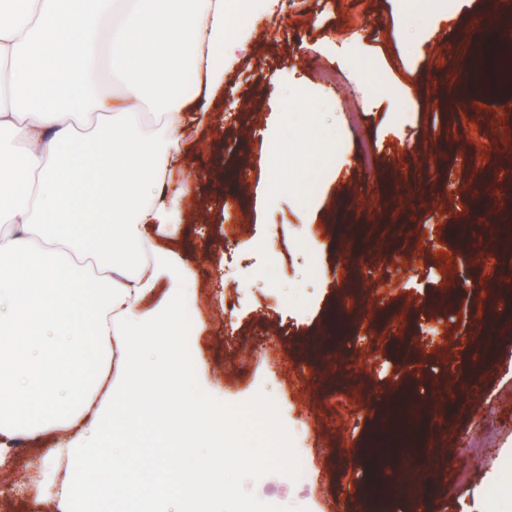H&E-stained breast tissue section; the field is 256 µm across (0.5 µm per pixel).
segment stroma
Instances as JSON below:
<instances>
[{
	"mask_svg": "<svg viewBox=\"0 0 512 512\" xmlns=\"http://www.w3.org/2000/svg\"><path fill=\"white\" fill-rule=\"evenodd\" d=\"M434 3L276 0L277 27L261 7L256 27L232 15L224 86L193 104L205 120L174 168L196 175L181 202V257L197 279L181 356L192 391L237 422L245 458L224 466V512H369L372 443L413 398L427 405L424 423L392 455L422 473L427 512H487L489 476L512 479V326L483 370L453 345L478 338L470 310L499 309L495 286L512 284V254L493 247L490 221L512 208V142L499 137L512 80L488 95L470 77L495 0ZM298 88L324 104L325 123L311 122ZM362 137L375 150L368 169ZM280 140L310 160L300 189L273 193ZM242 216L244 242L225 250ZM343 230L362 243L340 249ZM490 267L494 286L483 280ZM359 270L388 276L387 292L337 329L339 296ZM447 359L473 385L444 417L427 400L448 381ZM68 437L21 435L0 450V468L27 459L0 486L9 512H29L37 485L65 478L66 462L42 460Z\"/></svg>",
	"mask_w": 512,
	"mask_h": 512,
	"instance_id": "obj_1",
	"label": "stroma"
}]
</instances>
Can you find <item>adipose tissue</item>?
<instances>
[{
    "instance_id": "1",
    "label": "adipose tissue",
    "mask_w": 512,
    "mask_h": 512,
    "mask_svg": "<svg viewBox=\"0 0 512 512\" xmlns=\"http://www.w3.org/2000/svg\"><path fill=\"white\" fill-rule=\"evenodd\" d=\"M227 0H0V443L19 434L74 430L55 454L70 459L62 486L38 498L66 502L94 489L98 512H218L234 423L223 407L174 389L181 309L144 311L159 284H195L175 249L180 197L172 156L157 152L143 114L157 107L167 142L189 133L182 92L188 71L224 84ZM122 79L118 97L96 81L103 57ZM97 119L78 136L76 115ZM94 225L95 268L84 254ZM163 246H154V239ZM37 254L49 273L19 283L13 257ZM33 300L35 317L19 310ZM148 344H140V337ZM151 430L172 451L160 461L125 455ZM106 440L113 455L93 451ZM209 443L214 455L185 462L175 451Z\"/></svg>"
}]
</instances>
